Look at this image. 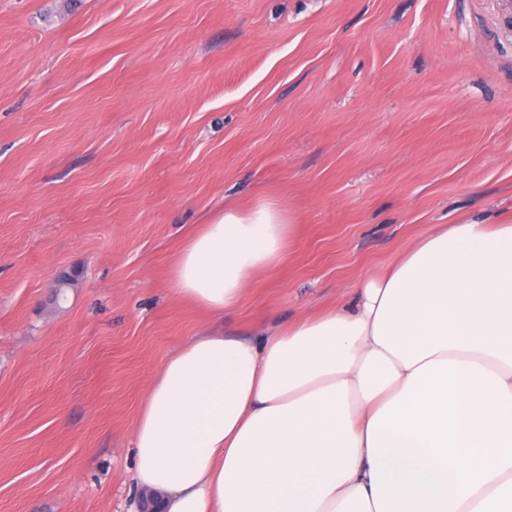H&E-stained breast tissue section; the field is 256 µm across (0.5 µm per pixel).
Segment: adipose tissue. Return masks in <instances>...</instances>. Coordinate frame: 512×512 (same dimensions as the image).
Instances as JSON below:
<instances>
[{"mask_svg": "<svg viewBox=\"0 0 512 512\" xmlns=\"http://www.w3.org/2000/svg\"><path fill=\"white\" fill-rule=\"evenodd\" d=\"M291 234L261 199L185 240L171 291L214 325L161 364L133 486L164 512H512V224L441 226L354 306L225 335Z\"/></svg>", "mask_w": 512, "mask_h": 512, "instance_id": "1", "label": "adipose tissue"}]
</instances>
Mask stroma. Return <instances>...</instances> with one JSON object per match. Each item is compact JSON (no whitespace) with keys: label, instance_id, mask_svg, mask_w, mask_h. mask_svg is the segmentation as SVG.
<instances>
[{"label":"stroma","instance_id":"35a3bbf8","mask_svg":"<svg viewBox=\"0 0 512 512\" xmlns=\"http://www.w3.org/2000/svg\"><path fill=\"white\" fill-rule=\"evenodd\" d=\"M500 0H0V512H125L133 427L207 314L186 235L293 245L224 327L353 300L441 224L512 221Z\"/></svg>","mask_w":512,"mask_h":512}]
</instances>
